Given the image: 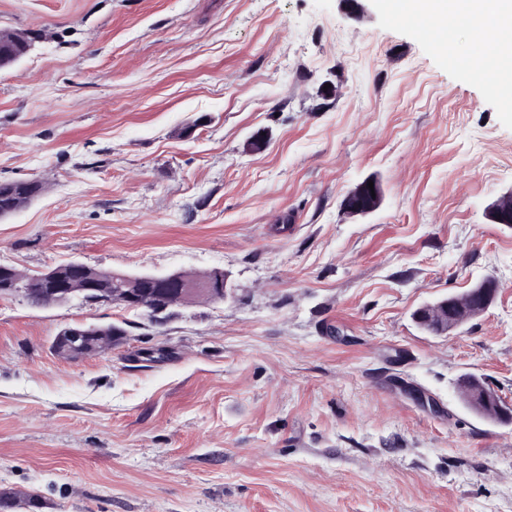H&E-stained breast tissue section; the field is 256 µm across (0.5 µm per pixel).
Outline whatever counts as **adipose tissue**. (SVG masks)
<instances>
[{"label": "adipose tissue", "instance_id": "ef3b65f1", "mask_svg": "<svg viewBox=\"0 0 512 512\" xmlns=\"http://www.w3.org/2000/svg\"><path fill=\"white\" fill-rule=\"evenodd\" d=\"M405 11L434 21L463 12L478 19L493 38L494 68L512 75V0H401Z\"/></svg>", "mask_w": 512, "mask_h": 512}]
</instances>
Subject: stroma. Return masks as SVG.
<instances>
[{
    "mask_svg": "<svg viewBox=\"0 0 512 512\" xmlns=\"http://www.w3.org/2000/svg\"><path fill=\"white\" fill-rule=\"evenodd\" d=\"M340 0H0V264L204 274L163 324L0 297V489L36 512H512V109L478 22L442 37ZM262 148H253L255 137ZM379 181L380 206L342 207ZM443 336L413 312L483 278ZM123 344L68 360L64 327ZM31 38L28 32L20 29H0V50L5 49L13 56L1 60L0 68H7L25 56L30 48ZM41 181L0 183V218L13 215L35 200L43 191ZM152 281L165 287L169 300H175L173 306L178 304L182 297L187 299L197 293H208L218 303H225L233 298V289L228 284V274L218 276L217 279L208 280L202 283H187L175 281L173 276L165 274L148 276ZM61 336H67L65 328L61 329L53 340L52 347L54 351L65 359L76 360L83 358L85 355L96 356L105 354L112 349V346L119 345L124 341L127 331L114 324H90L87 328V335H84L77 342L85 352H79L80 348H71L72 342L66 337ZM477 389H486L490 392L488 401H482L475 396ZM458 391L462 400L477 413L503 421L500 410V397L485 382L472 374L464 375L458 382Z\"/></svg>",
    "mask_w": 512,
    "mask_h": 512,
    "instance_id": "obj_1",
    "label": "stroma"
}]
</instances>
